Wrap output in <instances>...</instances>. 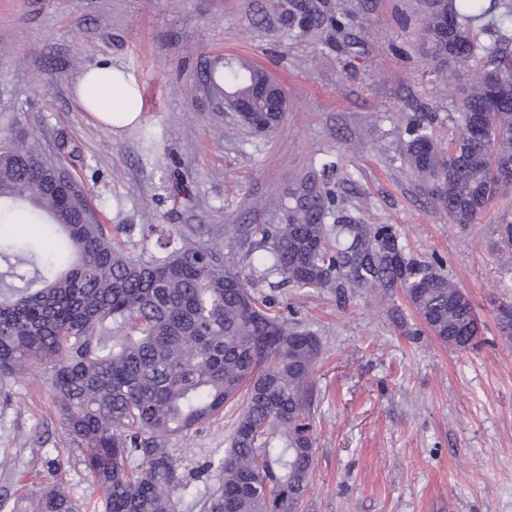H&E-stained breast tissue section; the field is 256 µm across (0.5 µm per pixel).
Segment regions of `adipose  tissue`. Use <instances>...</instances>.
Masks as SVG:
<instances>
[{
    "instance_id": "obj_1",
    "label": "adipose tissue",
    "mask_w": 512,
    "mask_h": 512,
    "mask_svg": "<svg viewBox=\"0 0 512 512\" xmlns=\"http://www.w3.org/2000/svg\"><path fill=\"white\" fill-rule=\"evenodd\" d=\"M76 97L94 123L107 130L137 123L140 96L134 78L111 65H95L78 79Z\"/></svg>"
}]
</instances>
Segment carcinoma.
<instances>
[{
	"mask_svg": "<svg viewBox=\"0 0 512 512\" xmlns=\"http://www.w3.org/2000/svg\"><path fill=\"white\" fill-rule=\"evenodd\" d=\"M290 27L352 36L344 17L288 0ZM422 45L440 78L462 77L453 148L429 124L404 129L405 160L431 184L436 207L476 222L495 186L492 160L512 165V0H431ZM270 78L238 58L214 66L213 92L238 98ZM493 131L482 140L472 126ZM67 139L49 157L38 139L0 137V381L33 364L50 375L59 419L101 493L103 512H183L194 473L168 448L241 402L224 453L204 469L203 512H299L315 456L314 374L320 337L255 296L224 247L179 234L149 256L116 246L70 168ZM338 164L320 162L287 192L279 224L224 225V237L260 254L262 283L275 273L303 290L401 291L437 340L475 345L474 308L439 259L417 261L393 226L361 224L336 194ZM25 220L60 236L46 250L12 237ZM0 512H79L58 487Z\"/></svg>",
	"mask_w": 512,
	"mask_h": 512,
	"instance_id": "carcinoma-1",
	"label": "carcinoma"
}]
</instances>
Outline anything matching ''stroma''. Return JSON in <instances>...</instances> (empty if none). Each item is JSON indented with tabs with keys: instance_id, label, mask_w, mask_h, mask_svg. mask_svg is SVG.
Instances as JSON below:
<instances>
[{
	"instance_id": "35a3bbf8",
	"label": "stroma",
	"mask_w": 512,
	"mask_h": 512,
	"mask_svg": "<svg viewBox=\"0 0 512 512\" xmlns=\"http://www.w3.org/2000/svg\"><path fill=\"white\" fill-rule=\"evenodd\" d=\"M353 20L359 43L329 30L287 29L274 0H0V133L59 137L80 149L77 170L103 221L136 252L160 224L223 238L228 224H276L284 195L311 161L341 158L338 193L365 224H391L414 258L439 255L472 301L481 336L461 350L420 332L402 293L261 292L295 306L320 336L313 479L301 512H512V337L498 325L512 302V254L496 229L512 221V185L481 219L454 224L404 160L409 118L440 141L458 114L419 39L425 0H314ZM263 67L284 87L282 126L260 135L212 100L203 72L219 55ZM105 62L136 81L138 126L93 123L75 82ZM155 133L152 149L139 127ZM238 415L225 408L170 442L190 468L225 448ZM62 484L76 503L99 492L60 424L43 367L0 383V494Z\"/></svg>"
}]
</instances>
